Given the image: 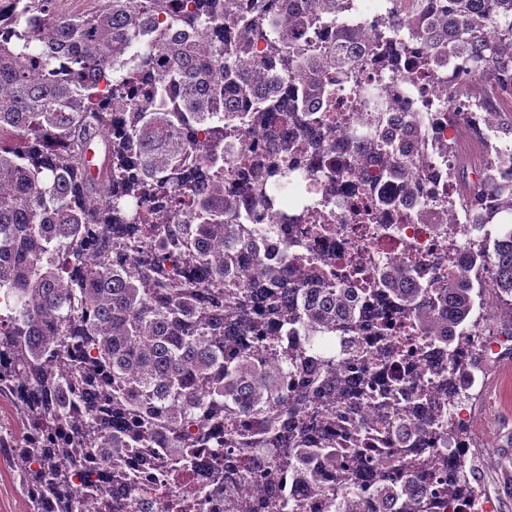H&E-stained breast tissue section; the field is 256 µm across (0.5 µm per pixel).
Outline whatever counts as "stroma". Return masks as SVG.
Here are the masks:
<instances>
[{
  "label": "stroma",
  "mask_w": 512,
  "mask_h": 512,
  "mask_svg": "<svg viewBox=\"0 0 512 512\" xmlns=\"http://www.w3.org/2000/svg\"><path fill=\"white\" fill-rule=\"evenodd\" d=\"M507 326L492 324L491 347L480 354V368L461 404L456 422L471 438L465 472L483 498L498 506V512H512V417L490 386L499 377L502 360H512V342L504 341Z\"/></svg>",
  "instance_id": "1"
}]
</instances>
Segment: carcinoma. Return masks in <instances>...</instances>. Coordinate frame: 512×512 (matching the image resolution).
<instances>
[{
	"instance_id": "carcinoma-1",
	"label": "carcinoma",
	"mask_w": 512,
	"mask_h": 512,
	"mask_svg": "<svg viewBox=\"0 0 512 512\" xmlns=\"http://www.w3.org/2000/svg\"><path fill=\"white\" fill-rule=\"evenodd\" d=\"M310 2L12 0L0 26V412L27 512H84L89 499L131 512L174 471L196 488L163 512H195L200 498L241 512L224 471L256 448L271 508L301 488L329 496L327 512H429L433 487L472 509L462 469L437 453L430 481L412 457L442 435L455 377L473 376L474 354L459 351L479 321L512 327V124H496L480 169L450 172L472 219L462 232L482 244L448 277L420 263L370 277L354 255L356 298L331 282L329 257L297 250L315 209L346 188L373 198L358 223L394 203L376 180L346 181L351 154L378 157L383 181L412 193L408 83L433 87L450 128L512 95V0H389L390 29L367 52L354 0ZM461 77L472 103L451 93ZM327 112L364 113L363 140ZM246 134L282 145L226 186L227 148ZM296 146L319 192L283 213ZM251 217L288 227L290 259L263 252ZM248 265L251 278L224 287ZM386 294L419 321L415 354L448 374L441 393L408 403L360 387L399 348L370 304ZM366 326L379 330L374 355L358 343ZM373 397L383 447L367 434L343 447L327 425Z\"/></svg>"
}]
</instances>
